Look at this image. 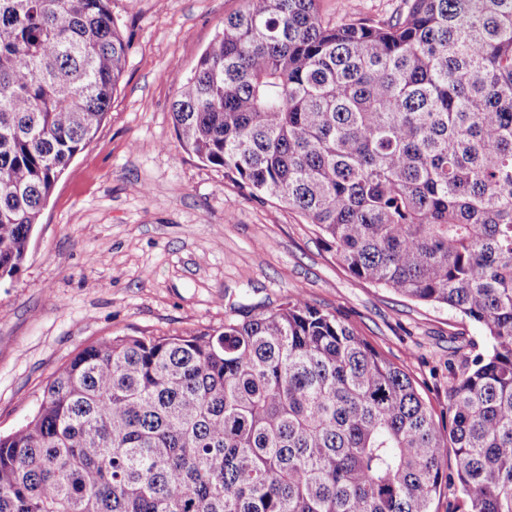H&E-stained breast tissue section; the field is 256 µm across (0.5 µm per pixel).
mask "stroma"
Segmentation results:
<instances>
[{"label": "stroma", "mask_w": 512, "mask_h": 512, "mask_svg": "<svg viewBox=\"0 0 512 512\" xmlns=\"http://www.w3.org/2000/svg\"><path fill=\"white\" fill-rule=\"evenodd\" d=\"M400 0H320L328 20L388 17ZM129 43L111 108L59 176L20 271L0 282V433L24 423L59 368L113 336L219 328L296 292L404 369L434 417L453 375L489 348L441 305L349 274L296 211L253 197L180 143L171 106L244 0H111Z\"/></svg>", "instance_id": "1"}]
</instances>
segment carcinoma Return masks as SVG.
<instances>
[{
    "label": "carcinoma",
    "instance_id": "1",
    "mask_svg": "<svg viewBox=\"0 0 512 512\" xmlns=\"http://www.w3.org/2000/svg\"><path fill=\"white\" fill-rule=\"evenodd\" d=\"M110 2L0 0V281L110 109L127 55ZM317 2L224 18L173 124L354 277L481 325L491 349L454 378L448 425L298 295L83 348L0 434V512H432L448 483V512H512V0L334 22Z\"/></svg>",
    "mask_w": 512,
    "mask_h": 512
}]
</instances>
